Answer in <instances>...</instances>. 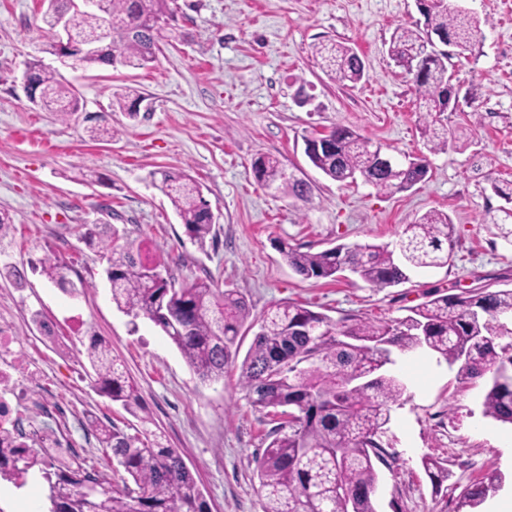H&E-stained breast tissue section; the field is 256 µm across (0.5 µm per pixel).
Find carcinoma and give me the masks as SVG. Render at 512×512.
I'll use <instances>...</instances> for the list:
<instances>
[{
  "label": "carcinoma",
  "instance_id": "carcinoma-1",
  "mask_svg": "<svg viewBox=\"0 0 512 512\" xmlns=\"http://www.w3.org/2000/svg\"><path fill=\"white\" fill-rule=\"evenodd\" d=\"M418 10L423 26L397 28L389 54L413 78L425 110L421 135L427 147L445 151L449 132L439 115L455 111L458 97L448 76V53L435 49L432 40L471 47L480 21L458 0H419ZM63 18L78 41L108 28L96 50L70 52L77 65L137 69L156 61L174 12L168 0H105L100 11L77 10L73 0H48L47 32ZM315 52L330 79L354 86L363 79L364 64L346 43L322 44ZM25 75L32 103L62 119L80 110L78 92L57 71L33 62ZM144 100L138 89L126 87L114 94L112 105L135 118ZM304 144L310 163L329 179L353 183L360 178L388 196L410 190L427 173L425 158L401 159L343 126L307 137ZM252 169L275 192L307 198L308 183L286 172L279 159L261 155ZM158 174L154 186L169 199L191 240L204 245L214 222L200 186L184 173ZM492 188L506 205L489 215L490 221L512 241V183ZM83 228L85 243L111 249L112 303L159 327L201 381L224 378V369L238 357L242 329L259 327L240 364L239 382L254 407L277 417L257 461L263 512H376V463L385 462L392 410L406 393V385L387 367L395 350L427 351L456 369L458 383H482L483 416L512 425V325L496 321L500 314L512 318V288H477L463 295L435 290L429 300L408 308L407 316L377 324L338 325L327 314L290 301L277 302L257 317L236 291L201 279L178 285L161 264L143 256L141 244L128 238L115 245L122 235L114 225ZM452 234L448 215L431 210L405 225L393 245L366 242L312 252L283 243L279 251L306 278L335 280L349 271L384 289L408 281L412 269L448 265ZM40 273L61 291L77 292L52 258L41 261ZM85 355L94 391L137 420L126 431L95 424L100 446L110 449L112 462L126 474L123 486L75 460L48 463L44 453L24 442L11 448L6 433L0 436V475L21 483L39 468L48 484L50 512H210L180 453L151 429L153 419L137 385L112 356L110 343L92 336ZM422 465L434 486L448 480L442 460L426 456ZM501 480L498 472H487L466 488L455 512H478Z\"/></svg>",
  "mask_w": 512,
  "mask_h": 512
}]
</instances>
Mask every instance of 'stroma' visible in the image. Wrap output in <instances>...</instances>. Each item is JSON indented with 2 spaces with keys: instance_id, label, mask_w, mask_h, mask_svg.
Instances as JSON below:
<instances>
[{
  "instance_id": "obj_1",
  "label": "stroma",
  "mask_w": 512,
  "mask_h": 512,
  "mask_svg": "<svg viewBox=\"0 0 512 512\" xmlns=\"http://www.w3.org/2000/svg\"><path fill=\"white\" fill-rule=\"evenodd\" d=\"M478 17L471 48L448 46V72L459 90L457 111L441 120L468 134L448 151L429 152L420 133L410 76L388 54L396 27L419 20L416 0H170L176 23L162 54L145 69L81 68L50 50L45 0H0V216L12 238L0 246L22 282L0 278V313H13L17 348L36 373L60 385L76 414L65 430L80 458L105 467L108 455L90 417L126 427L128 414L97 395L83 368L90 336L110 341L169 447L194 473L212 512H262L256 457L272 424L239 384L238 366L219 382L199 380L178 349L148 320L131 324L110 295L108 253L87 245L83 225L112 224L143 240L151 259L176 282L213 279L244 296L253 314L290 300L336 322L389 321L432 290L459 294L481 286L512 288V243L486 218L503 206L493 182L512 181V0H459ZM344 41L363 60L355 88L328 78L314 48ZM41 60L78 90L82 108L59 119L27 98L29 61ZM125 86L145 93L137 119L114 110ZM310 101L296 102L297 89ZM344 125L373 142L426 157L425 179L393 196L364 182L343 185L313 168L304 139ZM101 135L91 138L90 128ZM277 156L311 185L307 199L275 193L251 169ZM180 171L201 186L215 215L213 239L198 246L153 171ZM95 173L97 182L84 180ZM429 210L448 214L453 249L447 266L417 269L408 282L372 288L352 274L305 279L278 251L398 240ZM50 256L88 290L70 298L35 271ZM52 322L60 350L43 338L32 312ZM411 392L394 408L391 448L379 465L378 512H455L464 488L487 471L512 495V425L483 417L481 385L461 386L435 357L396 354ZM443 459L449 472L433 488L422 459Z\"/></svg>"
}]
</instances>
